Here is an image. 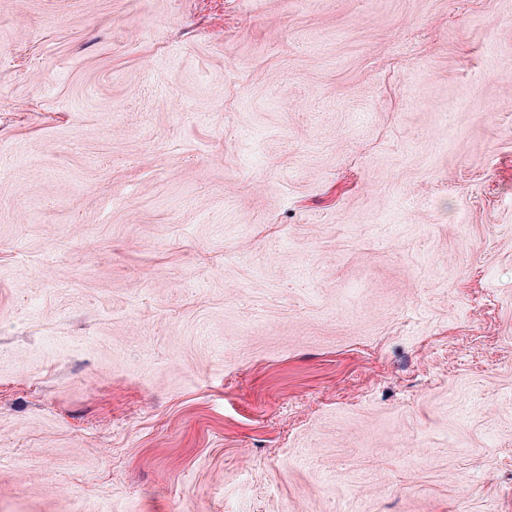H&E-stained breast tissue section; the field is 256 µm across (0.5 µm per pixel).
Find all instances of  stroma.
Here are the masks:
<instances>
[{"label": "stroma", "mask_w": 512, "mask_h": 512, "mask_svg": "<svg viewBox=\"0 0 512 512\" xmlns=\"http://www.w3.org/2000/svg\"><path fill=\"white\" fill-rule=\"evenodd\" d=\"M0 512H512V0H0Z\"/></svg>", "instance_id": "35a3bbf8"}]
</instances>
